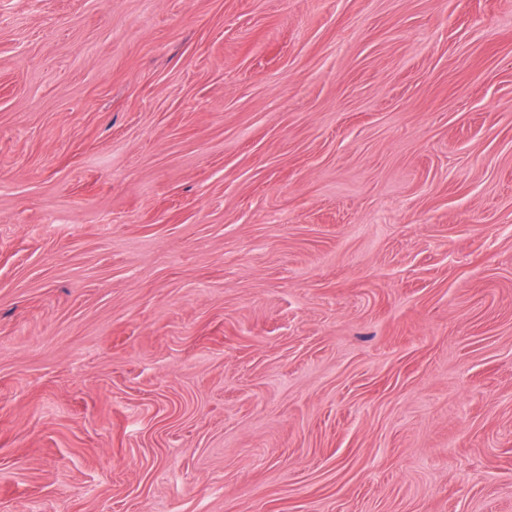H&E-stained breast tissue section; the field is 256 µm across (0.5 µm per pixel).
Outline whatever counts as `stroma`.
Returning <instances> with one entry per match:
<instances>
[{"mask_svg":"<svg viewBox=\"0 0 512 512\" xmlns=\"http://www.w3.org/2000/svg\"><path fill=\"white\" fill-rule=\"evenodd\" d=\"M0 512H512V0H0Z\"/></svg>","mask_w":512,"mask_h":512,"instance_id":"35a3bbf8","label":"stroma"}]
</instances>
